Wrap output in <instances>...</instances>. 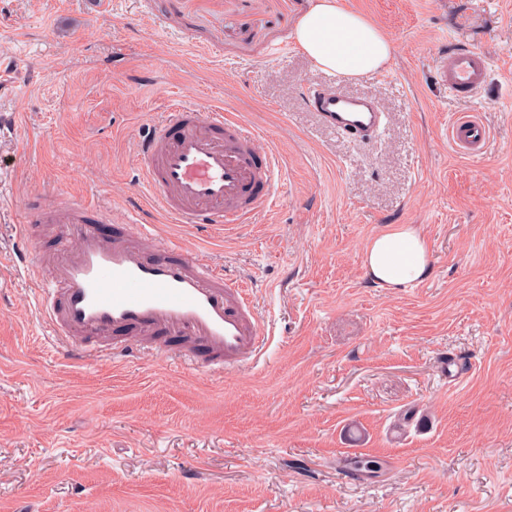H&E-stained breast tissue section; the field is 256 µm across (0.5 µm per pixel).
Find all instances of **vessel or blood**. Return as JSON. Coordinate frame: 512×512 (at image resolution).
<instances>
[{
    "mask_svg": "<svg viewBox=\"0 0 512 512\" xmlns=\"http://www.w3.org/2000/svg\"><path fill=\"white\" fill-rule=\"evenodd\" d=\"M489 62L475 49L440 55L436 79L449 92L474 97ZM305 105L336 134L362 141L386 123L378 102L309 87ZM451 144L480 154L487 129L475 117H456ZM142 181L150 199L173 224L209 231L248 223L271 203L279 177L274 154L261 147L253 129L216 108L172 101L161 121L139 136ZM43 224L64 225L69 246L51 257L48 272L18 249L14 267L39 295L51 336L76 354L120 356L144 346L160 350L178 339L195 370L224 372L255 359L265 344L261 316L248 286L229 279L203 255H190L161 228L133 224L127 233L101 231L107 213L69 197L36 205Z\"/></svg>",
    "mask_w": 512,
    "mask_h": 512,
    "instance_id": "b4317fda",
    "label": "vessel or blood"
}]
</instances>
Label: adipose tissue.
<instances>
[{
    "instance_id": "adipose-tissue-1",
    "label": "adipose tissue",
    "mask_w": 512,
    "mask_h": 512,
    "mask_svg": "<svg viewBox=\"0 0 512 512\" xmlns=\"http://www.w3.org/2000/svg\"><path fill=\"white\" fill-rule=\"evenodd\" d=\"M295 39L316 67L350 77L376 74L393 52L391 42L373 23L340 0H311L297 24ZM362 261L382 288H403L431 272L425 239L411 224H397L374 236Z\"/></svg>"
}]
</instances>
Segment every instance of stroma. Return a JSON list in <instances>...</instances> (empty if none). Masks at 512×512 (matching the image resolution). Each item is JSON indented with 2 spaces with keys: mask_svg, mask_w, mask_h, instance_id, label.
I'll return each mask as SVG.
<instances>
[{
  "mask_svg": "<svg viewBox=\"0 0 512 512\" xmlns=\"http://www.w3.org/2000/svg\"><path fill=\"white\" fill-rule=\"evenodd\" d=\"M90 2L0 0V512H512V0H342L395 46L342 84L388 114L370 142L303 103L330 79L294 38L310 0ZM463 47L490 60L474 100L433 79ZM178 99L258 132L269 210L210 237L151 208L136 141ZM468 113L479 157L448 139ZM71 196L247 282L260 357L219 377L174 341L60 354L9 259L59 247L19 220ZM395 224L432 272L382 288L362 253Z\"/></svg>",
  "mask_w": 512,
  "mask_h": 512,
  "instance_id": "stroma-1",
  "label": "stroma"
}]
</instances>
